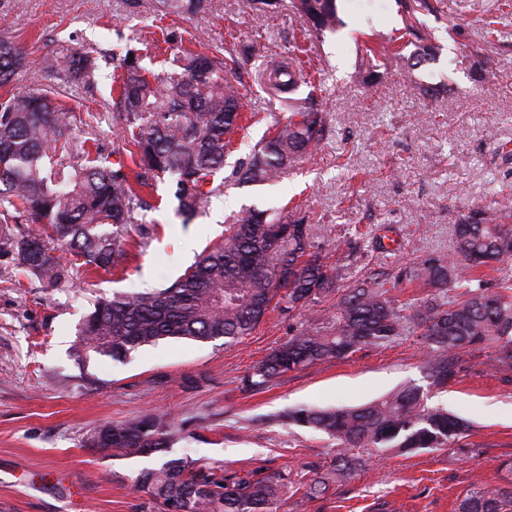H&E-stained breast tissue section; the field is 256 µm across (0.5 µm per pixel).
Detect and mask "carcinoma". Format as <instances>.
Listing matches in <instances>:
<instances>
[{
  "label": "carcinoma",
  "instance_id": "1",
  "mask_svg": "<svg viewBox=\"0 0 512 512\" xmlns=\"http://www.w3.org/2000/svg\"><path fill=\"white\" fill-rule=\"evenodd\" d=\"M164 15L201 10L205 0H157ZM298 12L319 31L338 21L335 0H296ZM406 34L434 49V33L418 17L426 0L404 4ZM120 70L112 107L123 122L130 162H112L102 151H86L87 163L68 158L77 140L71 115L55 100L72 81L96 83L100 61ZM140 48L107 55L94 50L70 58L29 56L0 38V252L15 256L22 272L51 281L65 278L67 266L110 271L126 256L130 224L145 223L150 204L143 188L170 179L179 211L191 221L212 198L224 193L217 175L244 129L243 82L231 83L224 69L240 68L234 57L183 51L156 71L140 66ZM43 83L26 94L6 90L19 70ZM323 112L309 107L274 124L271 134L237 159L231 176L238 183L268 185L312 154L323 138ZM495 212L461 215L454 224V250L399 269L397 275L369 278L341 289L327 325L303 326L255 368L262 385L288 372L343 359L373 345L422 331L425 369L431 384L445 387L467 358L487 347L503 371H512V275L503 273L494 290L483 287L481 270L512 260V193L492 189ZM25 213L42 225L41 237L13 227ZM342 279L315 250L313 225L293 213L243 208L224 226V242L159 289L100 298L78 330L76 354L119 359L167 339L231 344L252 333L281 301L306 309L333 292ZM420 281L434 292L419 303L398 305L391 292ZM288 421L326 434L338 453L328 476L301 481L298 500L323 495L331 483L350 480L353 451L383 448L399 455L420 450L461 448L468 424L443 407L424 402L414 388L394 392L356 408H299ZM179 430L168 413L149 412L93 429L84 446L113 457H149L167 451ZM289 478L259 470L226 473L214 463L171 459L142 470L134 487L162 500L166 512H272ZM458 512H512V481L489 488L474 480Z\"/></svg>",
  "mask_w": 512,
  "mask_h": 512
}]
</instances>
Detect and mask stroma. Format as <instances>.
<instances>
[{"label": "stroma", "mask_w": 512, "mask_h": 512, "mask_svg": "<svg viewBox=\"0 0 512 512\" xmlns=\"http://www.w3.org/2000/svg\"><path fill=\"white\" fill-rule=\"evenodd\" d=\"M425 20L437 55L415 66L375 64L377 32L403 26L399 0H336L343 24L316 32L292 0L257 16L251 0H209L186 17H159L156 0H0V38L31 55L69 58L111 48L116 37L149 44L145 66L160 69L168 52H252L244 64L247 123L243 146L269 135L274 121L317 103L328 132L311 156L266 186L227 183L206 214L184 222L169 182L147 191L152 209L128 227L129 256L109 273L71 271L49 283L18 278L0 252V512H165L134 489L145 468L166 458L203 459L226 470L282 471L310 480L328 471L336 445L310 428L283 421L299 407H356L407 387L447 407L469 425L468 448L403 456L359 450L354 477L297 505L284 490L278 512H455L474 479L494 487L512 460V371L491 350L446 389L424 368L420 336H401L250 383L253 368L306 321L327 322L336 296L311 311L278 305L239 342L169 340L115 361L73 349L77 327L97 298L153 289L175 279L205 248L224 240V225L245 206L299 209L313 224L328 265L347 281L395 275L414 259L448 254L453 226L485 206L492 185L512 190V5L505 0H430ZM308 63L310 82L289 92L273 70ZM113 66L97 83L63 86L79 139L97 142L111 160L122 124L106 100ZM149 411L170 413L182 437L167 453L118 458L81 444L89 430Z\"/></svg>", "instance_id": "1"}]
</instances>
